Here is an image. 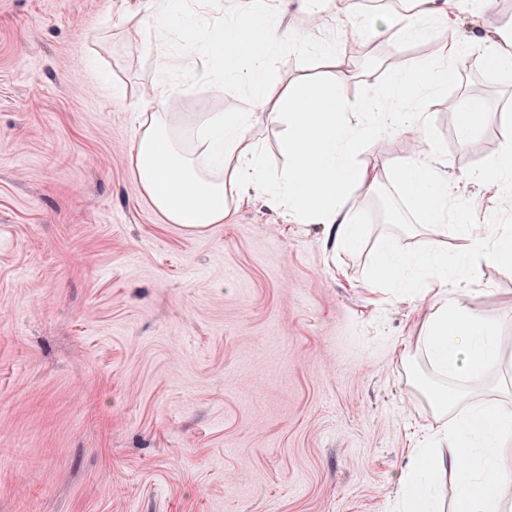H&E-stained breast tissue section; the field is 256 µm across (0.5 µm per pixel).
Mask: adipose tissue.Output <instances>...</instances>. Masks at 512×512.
Instances as JSON below:
<instances>
[{"label":"adipose tissue","mask_w":512,"mask_h":512,"mask_svg":"<svg viewBox=\"0 0 512 512\" xmlns=\"http://www.w3.org/2000/svg\"><path fill=\"white\" fill-rule=\"evenodd\" d=\"M153 17L173 18L189 30L205 29V52L216 66L226 67L239 85L247 106L238 112H208L188 118L201 147L198 156L185 155L170 132L162 108L179 92L169 84L159 89V111L142 110L130 151L143 193L169 223L201 230L226 220L229 195L258 194L292 223L321 224L335 246L354 247L360 235L359 219L346 207L353 189L375 187L380 173L362 154L384 133L410 132L426 136L429 102L447 92L448 76L456 70L466 45L452 34L447 55L431 63H416L396 73L388 86L364 100L357 122L346 117L347 102L334 83H303L282 98L277 118L284 125L280 149L288 159L278 176L265 174L258 147L249 136L260 108L270 102L274 88L265 79V61L281 47L314 52L335 61L333 47L315 49L288 31L271 26L266 0H245L232 24L203 20L185 10L182 0H152ZM416 13L381 14L373 26L391 32L399 41H415L438 31L450 32L448 20L455 0H420ZM258 38L246 54L236 44L243 31ZM401 183L413 199L432 234L418 254L405 252L396 242L383 246L374 271L376 287L407 283L412 295L429 299L430 313L421 341L441 373L469 383L457 400L438 398V410L448 413L441 433L445 451L413 455L400 481L404 512H434L428 488L440 474L457 479L458 512H499L493 496L503 470L501 447L512 440V415L500 404L474 399L470 389L481 384L497 361L500 337L489 322L474 316L461 294L448 287V255L437 236L454 224L461 242L457 276L467 275L474 263L493 265L512 275V226L477 223L466 207L449 208L448 182L441 179L426 157L404 160Z\"/></svg>","instance_id":"obj_1"}]
</instances>
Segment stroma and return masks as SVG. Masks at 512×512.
<instances>
[{"label":"stroma","instance_id":"35a3bbf8","mask_svg":"<svg viewBox=\"0 0 512 512\" xmlns=\"http://www.w3.org/2000/svg\"><path fill=\"white\" fill-rule=\"evenodd\" d=\"M501 0L456 13L461 35L512 27ZM146 0H0V512H394L421 436L439 428L433 391L455 385L418 339L428 300L372 291L375 248L429 235L397 179L420 149L375 140L377 192L348 201L364 240L333 251L323 225L289 224L264 198L190 233L141 191L127 148L160 79L180 111L236 112L201 36L156 25ZM269 20L335 43L341 0H268ZM355 67L283 49L266 75L341 84L352 106L394 73L389 33ZM197 55L163 73L166 55ZM512 100V70L459 68L429 108L431 165L449 206L512 225V194L470 181L512 132V108L470 139L462 97ZM282 127L258 113L249 136L280 172ZM464 299L502 352L482 397L512 407V276L484 265Z\"/></svg>","mask_w":512,"mask_h":512}]
</instances>
